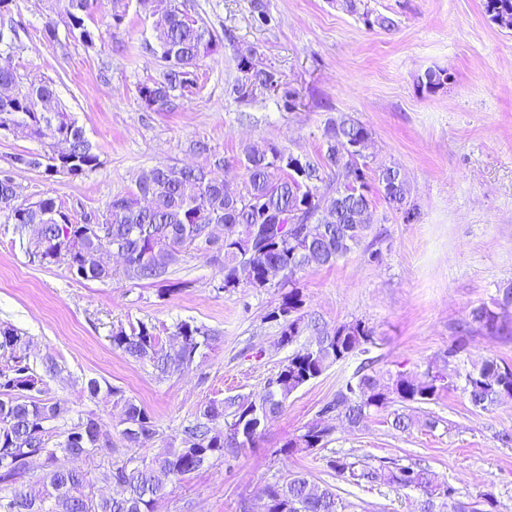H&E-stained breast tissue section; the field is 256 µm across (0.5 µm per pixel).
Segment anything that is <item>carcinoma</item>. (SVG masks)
Returning <instances> with one entry per match:
<instances>
[{
  "instance_id": "1",
  "label": "carcinoma",
  "mask_w": 512,
  "mask_h": 512,
  "mask_svg": "<svg viewBox=\"0 0 512 512\" xmlns=\"http://www.w3.org/2000/svg\"><path fill=\"white\" fill-rule=\"evenodd\" d=\"M170 8L153 22L152 53L161 69L151 82L139 88L150 99L153 111H166L174 93L186 97L198 86L197 70L204 58L216 52L220 39L184 8L182 0H169ZM96 0H52L51 11L60 21H48L42 36L58 41V23L79 36L87 46L100 40L92 22ZM347 11L369 28L395 29V21L370 10L364 0H345ZM126 0H111L109 26H120L127 14ZM489 21L512 29V0H484ZM241 79L231 87L235 99L246 101L259 89H275L281 75L274 69H252L250 57L239 62ZM446 69H428L419 85L429 92L445 86ZM10 125L15 135L41 139V126L52 124L60 140L48 144L39 157L17 155L14 162L30 168H44L51 175L76 176L100 165L99 156L85 138L82 128L65 112L50 84H25L8 63L0 62V126ZM326 149L316 161H303L292 152L271 143H252L237 160L244 170L241 188L235 195L224 192V179L204 166L156 167L143 174L136 190L112 200L102 215L101 237L88 234L85 224L68 223V215L46 197L35 203L20 200L22 188L0 182V197L11 199L9 216L20 231H28L40 261L50 264L63 257L70 273L81 279L107 280L127 277L138 280L170 281L169 266L180 253L213 244L207 228L224 226V279L219 288L262 290L271 287L267 268L282 272L277 285L290 287L279 307L268 318L279 323L280 347L297 344L308 326L301 312L302 300L294 288L296 276L306 269L331 267L359 245L372 224L376 199L392 210L414 214L410 188L396 166L370 165L368 153L372 131L357 118L344 115L324 132ZM112 246L125 258L121 269L84 266L87 251ZM512 307V287L503 290L494 307L480 305L458 324L460 338L448 349L455 356L465 346L464 337L479 328L490 336L504 331L506 309ZM172 335L182 339L180 348L164 345L156 327L145 323L112 329V348L150 363L159 375L189 366L202 346L212 340L203 325L181 321ZM374 343L373 331L355 320L321 330L315 341L295 349L262 393L234 394L213 400L201 408L182 430L179 445L153 457L129 456L100 472V480L117 484V496H95L85 491L86 476L78 467L54 464L63 452L74 461L86 460L101 448L95 427L88 419L66 432L55 446H48L46 426L65 411V402L44 397L43 379L34 373L24 355L26 339L14 327L0 325V483L11 487L0 496V512H155L168 488L179 485L188 475L213 459H235L242 450L255 447L265 425L286 406L299 388L321 376L334 363L355 353H366ZM462 391L470 404L483 411L512 403V363L488 358L466 372ZM456 387L448 381L439 385L428 372H398L384 378L366 362L355 377L346 381L334 397L289 438L284 451L290 455L312 454L325 447L329 434L320 428L328 417H340L351 429H359L375 413L390 411V425L399 432L410 430L422 409L443 392ZM400 408L390 410L394 405ZM121 435L140 446L156 434L153 418L141 404L123 400ZM37 451L47 457L44 472L29 488L13 486L16 476L26 471L23 457ZM328 467L349 485H387L421 492L420 512H497L492 491L479 493L470 501L438 480L429 467L414 463L401 465L394 459L373 465L349 456L328 461ZM249 512H346L349 504L328 484H320L299 473L287 480L266 484Z\"/></svg>"
}]
</instances>
